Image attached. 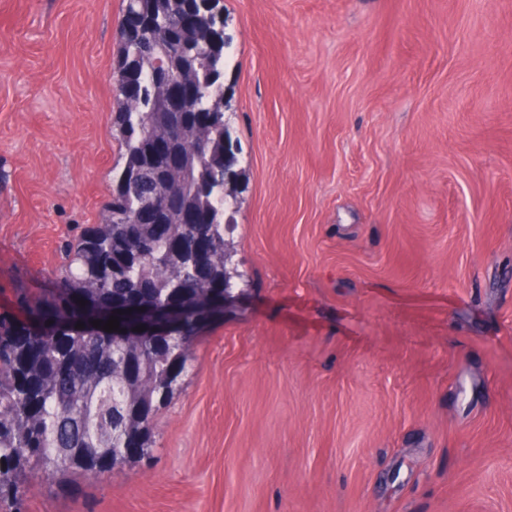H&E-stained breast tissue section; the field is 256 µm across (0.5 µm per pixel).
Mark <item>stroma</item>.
<instances>
[{
  "label": "stroma",
  "instance_id": "stroma-1",
  "mask_svg": "<svg viewBox=\"0 0 512 512\" xmlns=\"http://www.w3.org/2000/svg\"><path fill=\"white\" fill-rule=\"evenodd\" d=\"M236 298L155 444L21 512H512V0H224ZM122 0H0V312L109 199Z\"/></svg>",
  "mask_w": 512,
  "mask_h": 512
}]
</instances>
